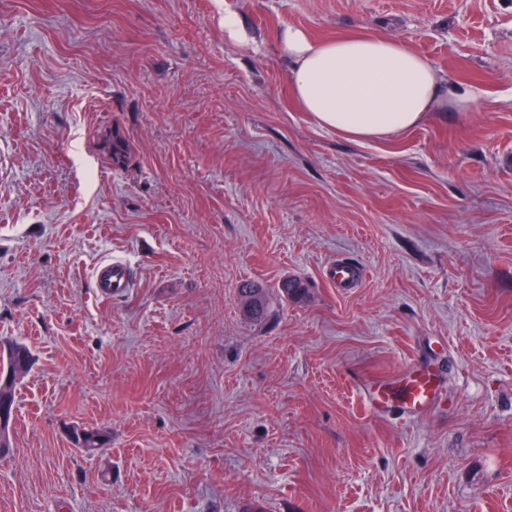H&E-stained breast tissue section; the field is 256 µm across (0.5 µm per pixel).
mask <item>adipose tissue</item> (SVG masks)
I'll return each mask as SVG.
<instances>
[{"label": "adipose tissue", "mask_w": 512, "mask_h": 512, "mask_svg": "<svg viewBox=\"0 0 512 512\" xmlns=\"http://www.w3.org/2000/svg\"><path fill=\"white\" fill-rule=\"evenodd\" d=\"M293 102L321 128L354 140L409 130L429 113L471 111L476 89L453 81L410 43L372 33L330 40L287 28Z\"/></svg>", "instance_id": "ef3b65f1"}]
</instances>
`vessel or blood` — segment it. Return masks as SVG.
I'll return each mask as SVG.
<instances>
[{"mask_svg": "<svg viewBox=\"0 0 512 512\" xmlns=\"http://www.w3.org/2000/svg\"><path fill=\"white\" fill-rule=\"evenodd\" d=\"M323 279L337 288L355 287L362 278V271L355 263L338 260L325 265ZM93 285L101 297L109 298L124 293L132 286L129 265L115 259L98 263L92 272ZM438 395V387L431 375L414 373L405 382L395 387L368 386L364 399L367 409L374 413L385 412L395 404L413 416L428 413Z\"/></svg>", "mask_w": 512, "mask_h": 512, "instance_id": "vessel-or-blood-1", "label": "vessel or blood"}]
</instances>
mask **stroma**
<instances>
[{
    "mask_svg": "<svg viewBox=\"0 0 512 512\" xmlns=\"http://www.w3.org/2000/svg\"><path fill=\"white\" fill-rule=\"evenodd\" d=\"M290 27L482 97L349 140L293 103ZM287 276L304 299L242 314ZM1 339L33 365L0 512H512V0H0ZM409 366L440 401L370 413ZM92 280L98 295L112 298L131 288V269L121 260L105 259L93 269ZM323 279L336 288H354L362 278V271L348 260H336L322 269ZM241 308L249 320L261 323L270 310L271 297L267 289L247 284L239 289ZM71 438L76 449L86 455L97 453L107 444L105 432L97 428L74 427Z\"/></svg>",
    "mask_w": 512,
    "mask_h": 512,
    "instance_id": "obj_1",
    "label": "stroma"
}]
</instances>
